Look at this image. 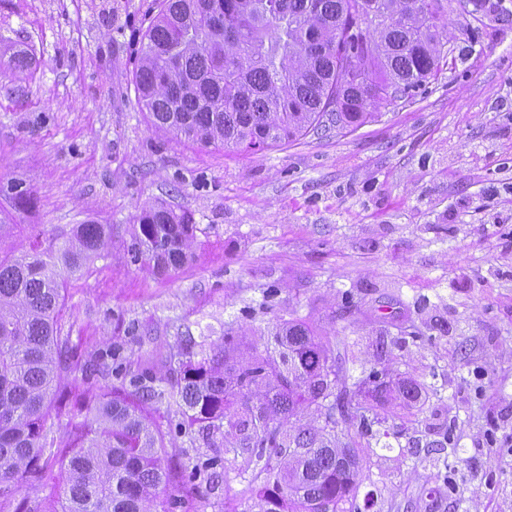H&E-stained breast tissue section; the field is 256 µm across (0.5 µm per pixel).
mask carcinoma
Here are the masks:
<instances>
[{
  "instance_id": "obj_1",
  "label": "carcinoma",
  "mask_w": 512,
  "mask_h": 512,
  "mask_svg": "<svg viewBox=\"0 0 512 512\" xmlns=\"http://www.w3.org/2000/svg\"><path fill=\"white\" fill-rule=\"evenodd\" d=\"M441 0H159L141 42L135 88L152 126L203 148L258 152L310 132L358 127L436 78ZM27 203L31 187L7 184ZM188 212L143 207L122 248L134 265L167 274L194 256ZM114 247L112 225L74 224L13 254L0 252V502L40 481L57 449L62 482L51 507L23 499L14 512H171L176 492L202 496L226 455L254 476L245 512H363L367 460L354 439L380 443L397 402L428 395L377 364L349 384L336 343L301 318L252 341L229 327L178 339L184 359L131 372L108 347L79 357L60 317L66 281ZM164 404L166 422L148 408ZM67 420V439L55 422ZM210 453L186 467L175 439ZM171 490L168 497L160 493Z\"/></svg>"
}]
</instances>
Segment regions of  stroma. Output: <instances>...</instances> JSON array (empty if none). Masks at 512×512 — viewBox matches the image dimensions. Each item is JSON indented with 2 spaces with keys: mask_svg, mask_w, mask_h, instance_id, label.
I'll use <instances>...</instances> for the list:
<instances>
[{
  "mask_svg": "<svg viewBox=\"0 0 512 512\" xmlns=\"http://www.w3.org/2000/svg\"><path fill=\"white\" fill-rule=\"evenodd\" d=\"M157 4L0 0V51L32 58L0 78V185L34 196L0 195V251L35 224L123 239L145 205L190 213L188 265L157 275L117 248L67 281L75 348L110 344L136 367L208 325L304 319L335 334L347 379L385 358L433 389L399 449L371 454L370 512H512V0H447L442 74L357 129L247 154L177 141L141 111ZM417 329L428 342L401 343ZM248 478L228 460L207 497L181 489L179 512H224Z\"/></svg>",
  "mask_w": 512,
  "mask_h": 512,
  "instance_id": "35a3bbf8",
  "label": "stroma"
}]
</instances>
